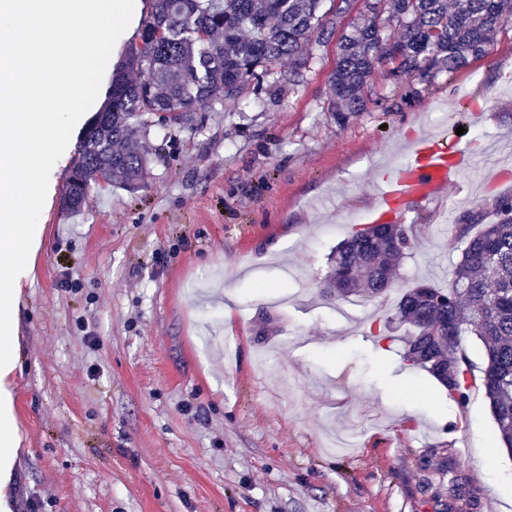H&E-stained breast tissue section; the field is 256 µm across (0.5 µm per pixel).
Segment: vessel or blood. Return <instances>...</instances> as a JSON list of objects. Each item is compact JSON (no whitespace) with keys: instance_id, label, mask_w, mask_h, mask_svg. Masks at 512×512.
I'll return each mask as SVG.
<instances>
[{"instance_id":"vessel-or-blood-1","label":"vessel or blood","mask_w":512,"mask_h":512,"mask_svg":"<svg viewBox=\"0 0 512 512\" xmlns=\"http://www.w3.org/2000/svg\"><path fill=\"white\" fill-rule=\"evenodd\" d=\"M470 162L466 149L449 142L447 137L422 140L410 160L386 176L382 198L370 217L371 223H403L405 203L434 199L456 181Z\"/></svg>"}]
</instances>
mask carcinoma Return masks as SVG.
I'll use <instances>...</instances> for the list:
<instances>
[{"mask_svg":"<svg viewBox=\"0 0 512 512\" xmlns=\"http://www.w3.org/2000/svg\"><path fill=\"white\" fill-rule=\"evenodd\" d=\"M144 24L159 36L142 40L130 60L139 79L118 75L105 106L87 128L66 188V211L75 213L86 192L103 177L110 185L140 188L147 158L132 139L130 122L149 125L160 113L206 112L235 98L248 79L260 82L284 59L299 74L304 50L334 21L319 14L322 0H153ZM373 21L341 37L331 76L337 112H361L365 88L383 61L395 80L428 83L451 76L470 60L486 56L492 33L512 22V0H365ZM400 27L397 57L376 22L381 14ZM455 226L466 242L446 288L422 281L400 297L395 317L413 327L405 338V359L423 367L464 408L475 392L488 399L505 448L512 452V199L497 205L496 220L471 234ZM416 236L406 224H366L330 256L321 289L328 299L358 292L382 299L394 274L413 250ZM482 345L486 363L475 375L466 339Z\"/></svg>","mask_w":512,"mask_h":512,"instance_id":"carcinoma-1","label":"carcinoma"}]
</instances>
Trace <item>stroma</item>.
Returning a JSON list of instances; mask_svg holds the SVG:
<instances>
[{
  "label": "stroma",
  "instance_id": "stroma-1",
  "mask_svg": "<svg viewBox=\"0 0 512 512\" xmlns=\"http://www.w3.org/2000/svg\"><path fill=\"white\" fill-rule=\"evenodd\" d=\"M364 20L355 0L297 77L282 61L211 111L135 128L144 186L91 189L69 216L77 123L17 305L11 512H512L488 401L459 409L404 360L412 328L392 320L415 282L447 287L455 226L512 197V23L427 85L380 63L342 119L337 40ZM443 130L494 163L414 204L419 242L386 300L323 301L328 258L368 223L385 172ZM355 422L356 447L328 452Z\"/></svg>",
  "mask_w": 512,
  "mask_h": 512
}]
</instances>
